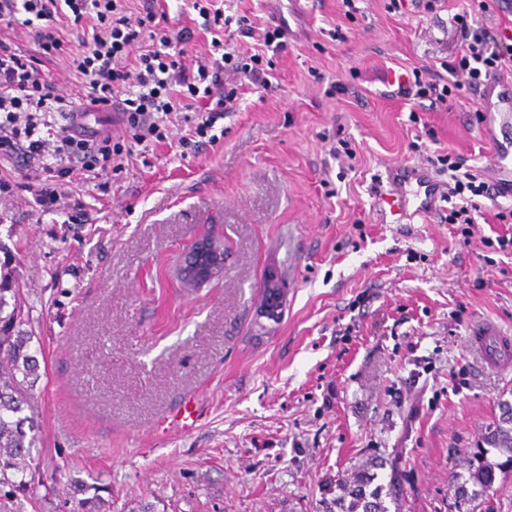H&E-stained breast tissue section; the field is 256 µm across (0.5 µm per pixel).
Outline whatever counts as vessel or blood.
I'll list each match as a JSON object with an SVG mask.
<instances>
[{
  "instance_id": "b4317fda",
  "label": "vessel or blood",
  "mask_w": 512,
  "mask_h": 512,
  "mask_svg": "<svg viewBox=\"0 0 512 512\" xmlns=\"http://www.w3.org/2000/svg\"><path fill=\"white\" fill-rule=\"evenodd\" d=\"M487 107L502 120L512 119V83L494 79L486 86ZM490 165L500 176L512 178V139H496L491 144ZM388 177L403 213L429 216L439 208L443 195L427 169L417 165L396 164ZM483 362L492 368L512 364V335L492 322H481L471 331Z\"/></svg>"
}]
</instances>
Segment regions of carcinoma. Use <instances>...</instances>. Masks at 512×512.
I'll list each match as a JSON object with an SVG mask.
<instances>
[{
    "label": "carcinoma",
    "instance_id": "carcinoma-1",
    "mask_svg": "<svg viewBox=\"0 0 512 512\" xmlns=\"http://www.w3.org/2000/svg\"><path fill=\"white\" fill-rule=\"evenodd\" d=\"M16 289L0 282V487L17 490L27 487L26 471L34 462L33 450L39 448V424L28 397L39 380L37 354L33 336L23 329ZM488 444L505 456L496 464L488 460L487 450L477 449L466 463L468 477L453 478L452 488L457 505L473 504L483 496L494 480L495 468L512 466V408L489 429ZM374 461L365 462L351 478L337 484L338 494L326 506V512H389L385 499L396 502L400 489L395 482L376 483Z\"/></svg>",
    "mask_w": 512,
    "mask_h": 512
}]
</instances>
